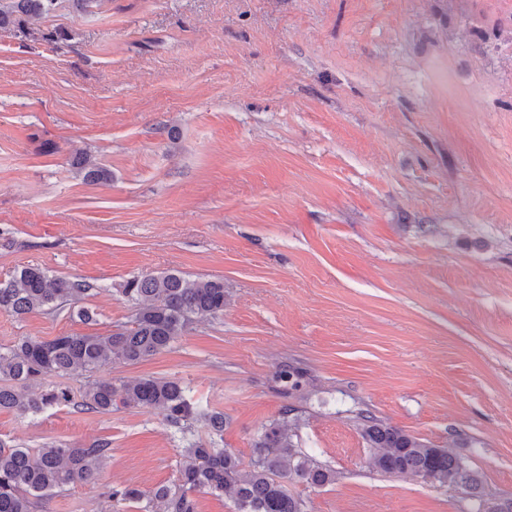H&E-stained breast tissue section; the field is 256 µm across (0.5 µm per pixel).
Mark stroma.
Returning a JSON list of instances; mask_svg holds the SVG:
<instances>
[{"mask_svg":"<svg viewBox=\"0 0 512 512\" xmlns=\"http://www.w3.org/2000/svg\"><path fill=\"white\" fill-rule=\"evenodd\" d=\"M78 150L111 180L85 183ZM25 265L93 284L97 321L2 311L0 348L117 331L143 272L223 280L219 319L66 383L180 379L245 458L294 407L338 475L294 485L307 512H477L373 470L362 411L455 445L512 501V0H111L0 29V280ZM0 439L109 442L99 482L42 512L172 484L183 446L163 411L121 406L2 411Z\"/></svg>","mask_w":512,"mask_h":512,"instance_id":"1","label":"stroma"}]
</instances>
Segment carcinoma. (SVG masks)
<instances>
[{
    "mask_svg": "<svg viewBox=\"0 0 512 512\" xmlns=\"http://www.w3.org/2000/svg\"><path fill=\"white\" fill-rule=\"evenodd\" d=\"M111 0H0V29L23 28L30 19H46L66 7L76 13L102 11ZM86 182L110 177L109 170L88 153L73 160ZM93 290L83 280L51 277L37 265L17 270L0 281V310L16 315L68 311L82 323L96 322V313L82 302ZM122 294L134 309L130 324L109 334H63L45 340L20 338L0 348V411L19 416L41 412L52 405L72 406L108 413L112 407L159 408L185 447L178 481L148 493L128 485L111 487L107 498L111 512H125L130 502L140 512H196L193 494L228 495L234 512H306L302 497L287 484L322 487L336 482V472L319 465L294 442L288 428V407L282 419L264 428L253 445L249 461L216 445L224 432V416L194 403L188 387L168 377L98 380L80 394L62 382L67 375L93 372L116 361L135 363L171 346L195 321L224 314V281L198 280L171 271L146 272L126 281ZM304 372L288 363L276 379L288 393L301 386ZM208 422L212 439L196 435V424ZM358 429L371 448L375 470L389 475L429 479L481 495V480L452 448H438L423 438L387 425L375 415H358ZM111 452L108 443L96 441L81 447L45 445L22 448L0 439V512H36L46 498L68 487L98 480Z\"/></svg>",
    "mask_w": 512,
    "mask_h": 512,
    "instance_id": "obj_1",
    "label": "carcinoma"
}]
</instances>
